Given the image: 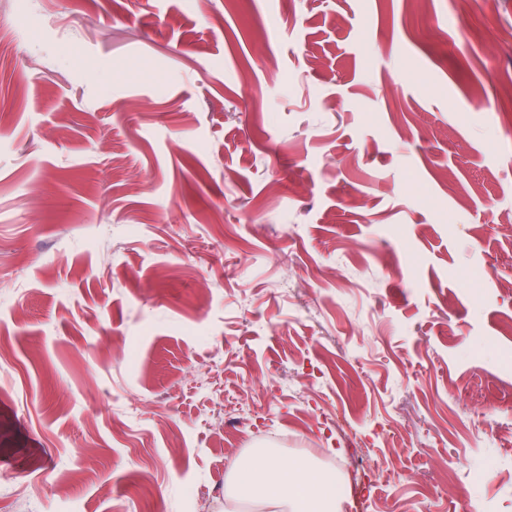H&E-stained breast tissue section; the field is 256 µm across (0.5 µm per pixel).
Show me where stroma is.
I'll return each instance as SVG.
<instances>
[{
	"label": "stroma",
	"mask_w": 512,
	"mask_h": 512,
	"mask_svg": "<svg viewBox=\"0 0 512 512\" xmlns=\"http://www.w3.org/2000/svg\"><path fill=\"white\" fill-rule=\"evenodd\" d=\"M0 111V512H512V0H0ZM336 472L306 458L284 461L278 448H256L229 463L225 512H343L347 495Z\"/></svg>",
	"instance_id": "obj_1"
}]
</instances>
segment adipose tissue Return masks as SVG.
I'll use <instances>...</instances> for the list:
<instances>
[{"label":"adipose tissue","instance_id":"ef3b65f1","mask_svg":"<svg viewBox=\"0 0 512 512\" xmlns=\"http://www.w3.org/2000/svg\"><path fill=\"white\" fill-rule=\"evenodd\" d=\"M347 495L336 472L306 458L285 461L257 448L230 462L224 512H344Z\"/></svg>","mask_w":512,"mask_h":512}]
</instances>
